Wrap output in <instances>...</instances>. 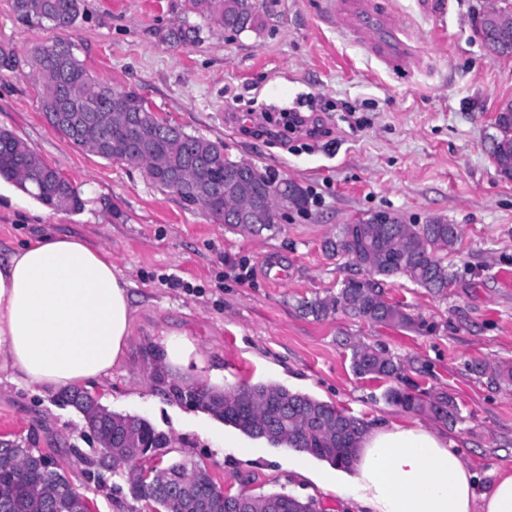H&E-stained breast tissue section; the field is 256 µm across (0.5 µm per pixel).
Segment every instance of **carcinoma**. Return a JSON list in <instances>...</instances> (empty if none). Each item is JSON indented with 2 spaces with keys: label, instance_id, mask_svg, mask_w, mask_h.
Returning <instances> with one entry per match:
<instances>
[{
  "label": "carcinoma",
  "instance_id": "carcinoma-1",
  "mask_svg": "<svg viewBox=\"0 0 512 512\" xmlns=\"http://www.w3.org/2000/svg\"><path fill=\"white\" fill-rule=\"evenodd\" d=\"M183 18L155 30L159 41L173 48L204 42L203 28L189 22V15L205 19L216 29L239 33L263 26L264 20L256 0H180ZM16 18L31 26L51 24L57 29L77 25L85 12V0H12ZM32 75L41 87L43 113L75 112L87 109L98 112L105 122L107 143L96 155L111 161L142 166L150 181L170 193L174 192L171 175L176 172L204 173L203 199L192 197V185L178 196L198 203L224 224L241 233L260 235L278 228L282 218L277 199L288 192L294 182L276 180L257 173L240 176L241 162L224 154L223 146L209 139L191 135L182 127L156 115L132 90L95 79L86 69L68 41L55 39L30 51ZM142 116L135 125L126 116ZM496 150L494 163L499 175L512 179V110L495 115ZM54 129L79 149L93 151L91 139L66 125ZM0 178L14 183L21 191L56 211L79 212L84 207L78 189L56 170L44 163L29 144L7 129H0ZM252 198L262 202L256 224H240L224 214L229 198ZM461 241L457 224L434 220L428 224H375L369 220L344 224L338 232L322 241V251L333 259L351 251L372 280L349 278L342 282L336 295L300 301L302 312L316 320H325L338 311L372 324L408 328L413 317L398 303L384 299L381 282L404 278L435 295L448 296V288L457 285V272L448 263ZM352 369L355 374L392 382L384 393L386 404L402 411L427 416L448 424L461 419L456 397L444 389L415 391L397 384L401 363L365 343L352 346ZM470 369L486 376L493 385H512V363L491 364L474 361ZM154 381L175 403L196 407L232 425L251 438H263L274 446H285L325 460L337 467L350 469L367 423L345 410L313 396L277 384L243 383L222 392L203 386L168 381L159 373ZM134 430L146 445L144 462L167 454L172 439L142 417L112 414V425L97 428L99 448L94 456L79 455L87 470L110 467L129 476L132 494L139 500L160 506V512H179L175 502L186 488L206 495L214 480L202 468H188L172 463L164 480H142L124 464L107 465L106 449H120L129 430ZM82 493L58 470L55 460L17 441L5 440L0 446V512H73L72 504ZM281 500L288 504L284 512H317L314 500L273 492L253 498V512H266L264 503Z\"/></svg>",
  "mask_w": 512,
  "mask_h": 512
}]
</instances>
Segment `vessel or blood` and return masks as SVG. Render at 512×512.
Here are the masks:
<instances>
[{"mask_svg": "<svg viewBox=\"0 0 512 512\" xmlns=\"http://www.w3.org/2000/svg\"><path fill=\"white\" fill-rule=\"evenodd\" d=\"M336 27L352 36L387 69L410 70L416 48L400 17L384 0H327Z\"/></svg>", "mask_w": 512, "mask_h": 512, "instance_id": "1", "label": "vessel or blood"}]
</instances>
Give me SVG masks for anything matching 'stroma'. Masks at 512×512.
Instances as JSON below:
<instances>
[{
	"label": "stroma",
	"instance_id": "obj_1",
	"mask_svg": "<svg viewBox=\"0 0 512 512\" xmlns=\"http://www.w3.org/2000/svg\"><path fill=\"white\" fill-rule=\"evenodd\" d=\"M257 2L267 9L263 29H216L199 45L172 48L154 32L179 19L180 0H86L77 27L63 32L21 23L12 0H0V45L20 60L0 72V129L24 139L85 201L80 212L55 211L0 184V258L44 235H74L111 252L137 309L134 336L124 365L90 393L168 433L167 462L203 468L229 493L283 492L315 499L322 512H350L289 470L293 449L268 444L259 456L238 454L236 444L247 440L240 430L157 390L145 351L171 332H187L196 347L176 381L206 386L217 373L228 388L278 384L372 428L395 421L440 431L486 486L512 469V386L491 385L467 364L512 362V180L498 174L487 149L496 107L512 98V55L492 54L477 33L485 0H437L432 15L416 0H389L419 47L411 72L398 74L337 31L324 0ZM58 37L75 44L96 78L135 90L160 117L297 182L307 207L285 213L277 233L243 234L161 190L143 168L73 147L46 123L28 63L34 46ZM291 109L321 116L331 135L257 139L240 130L241 115ZM380 214L460 225L450 257L456 287L443 298L389 280L386 296L415 318L410 329L341 312L324 321L303 315L300 300L336 294L343 279L361 275L328 258L322 241ZM274 271L282 283L271 282ZM174 279L181 287H171ZM357 342L401 360L407 384L452 393L461 421L451 426L385 404L386 382L352 370ZM0 439L52 452L91 512H154L130 494L127 474H87L79 457L98 444L55 392L34 394L0 374Z\"/></svg>",
	"mask_w": 512,
	"mask_h": 512
}]
</instances>
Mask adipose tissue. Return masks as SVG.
Here are the masks:
<instances>
[{"label":"adipose tissue","instance_id":"1","mask_svg":"<svg viewBox=\"0 0 512 512\" xmlns=\"http://www.w3.org/2000/svg\"><path fill=\"white\" fill-rule=\"evenodd\" d=\"M135 309L111 254L76 236L47 235L0 259V373L32 392L89 388L125 362ZM291 470L363 512H512V471L484 492L451 441L397 422L367 431L355 473Z\"/></svg>","mask_w":512,"mask_h":512}]
</instances>
